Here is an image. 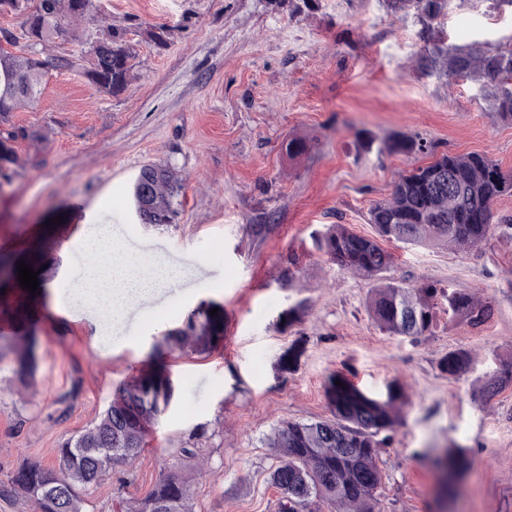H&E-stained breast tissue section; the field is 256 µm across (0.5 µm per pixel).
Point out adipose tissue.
Segmentation results:
<instances>
[{
    "instance_id": "ef3b65f1",
    "label": "adipose tissue",
    "mask_w": 512,
    "mask_h": 512,
    "mask_svg": "<svg viewBox=\"0 0 512 512\" xmlns=\"http://www.w3.org/2000/svg\"><path fill=\"white\" fill-rule=\"evenodd\" d=\"M111 240L109 225H99L91 259L68 283L70 302L89 312L103 335L118 327L130 310L178 287L188 276L184 267L164 259L110 250Z\"/></svg>"
}]
</instances>
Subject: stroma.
Wrapping results in <instances>:
<instances>
[{
  "label": "stroma",
  "instance_id": "35a3bbf8",
  "mask_svg": "<svg viewBox=\"0 0 512 512\" xmlns=\"http://www.w3.org/2000/svg\"><path fill=\"white\" fill-rule=\"evenodd\" d=\"M26 20L0 13V32L17 39L13 53L64 55L75 66L46 68L38 97L9 119L27 136L15 144L16 176L0 187V254L52 277L35 295L17 285L0 292V324L34 325L37 358L28 388L12 385V362L0 361V482L29 463L54 465L59 445L144 366L156 336L215 301L224 306L223 341L208 355L166 354L169 407L135 463L91 492L86 512H113L144 497L163 471L194 475L200 466L193 512H276L267 439L280 422L329 417L325 382L335 372L374 394L394 381L408 394L379 458L380 512H434L441 475L418 453L452 443L471 467L447 512H512V384L482 391L512 362V231L467 251L389 244L388 277L436 281L494 308L477 328L439 311L433 335L416 342L380 331L365 307L373 280L340 270L313 245L329 224L372 235L371 205L389 197L399 173L430 161L365 152L364 135L418 136L436 153H484L512 170V124L476 82L450 85L417 71L423 42L413 11L390 13L382 0H94L66 38L36 48ZM110 27L135 49L116 95L80 68ZM434 27L448 45L483 51L512 42V8L452 0ZM159 28L163 46L148 37ZM294 137L307 140L306 155L288 156ZM150 163L170 164L182 184L176 222L163 230L132 213L133 182ZM265 223L270 231L254 235ZM100 224L122 247L194 270L102 339L67 298L73 252ZM291 255L298 272L284 288ZM300 299V321L281 328L279 314ZM291 347L300 352L296 368L280 371ZM454 348L476 357L457 378L436 368Z\"/></svg>",
  "mask_w": 512,
  "mask_h": 512
}]
</instances>
